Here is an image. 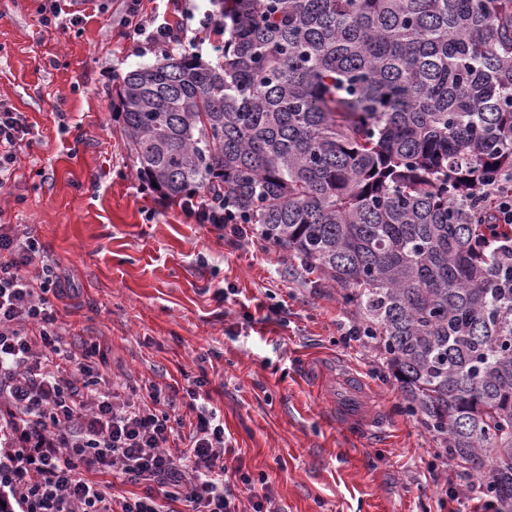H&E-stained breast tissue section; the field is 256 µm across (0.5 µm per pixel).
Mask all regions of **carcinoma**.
Wrapping results in <instances>:
<instances>
[{"label":"carcinoma","instance_id":"cac0c4a2","mask_svg":"<svg viewBox=\"0 0 512 512\" xmlns=\"http://www.w3.org/2000/svg\"><path fill=\"white\" fill-rule=\"evenodd\" d=\"M224 56L127 73L137 179L221 188L344 290L406 410L512 512V0H221Z\"/></svg>","mask_w":512,"mask_h":512}]
</instances>
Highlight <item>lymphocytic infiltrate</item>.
I'll return each mask as SVG.
<instances>
[{
  "label": "lymphocytic infiltrate",
  "mask_w": 512,
  "mask_h": 512,
  "mask_svg": "<svg viewBox=\"0 0 512 512\" xmlns=\"http://www.w3.org/2000/svg\"><path fill=\"white\" fill-rule=\"evenodd\" d=\"M133 30L148 46L196 45L206 33L212 50L224 47V21L188 0L178 24L156 13ZM32 130L21 113L0 103V174L10 172L16 152ZM182 210L198 224L246 230L223 199L210 192L188 198ZM69 281L47 263L31 230L0 224V422L17 447L0 461V494L17 512H167L171 501L185 512H239L241 495L253 512L272 501L267 477L253 479L242 468L228 470L224 419L200 404L204 380L187 395L196 402L188 448L173 453L171 412L175 387L126 384L98 388L104 357L99 343L73 351L59 330L56 300ZM97 472L141 486L140 494L113 501L88 478Z\"/></svg>",
  "instance_id": "obj_1"
}]
</instances>
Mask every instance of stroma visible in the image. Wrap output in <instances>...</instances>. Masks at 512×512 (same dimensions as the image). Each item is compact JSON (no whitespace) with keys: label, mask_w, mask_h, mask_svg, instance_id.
Masks as SVG:
<instances>
[{"label":"stroma","mask_w":512,"mask_h":512,"mask_svg":"<svg viewBox=\"0 0 512 512\" xmlns=\"http://www.w3.org/2000/svg\"><path fill=\"white\" fill-rule=\"evenodd\" d=\"M46 2L0 0V100L32 128L0 189V224L33 227L69 276L59 324L72 346H105L100 389L206 377L228 467L266 476L277 512H448V487L478 494L406 412L384 355L342 343L338 323L360 312L340 287L311 281L280 246L189 221L136 179L116 89L162 52L121 25L129 0H63L81 17L64 31L44 26ZM340 365L366 380L385 435L331 419Z\"/></svg>","instance_id":"obj_1"}]
</instances>
